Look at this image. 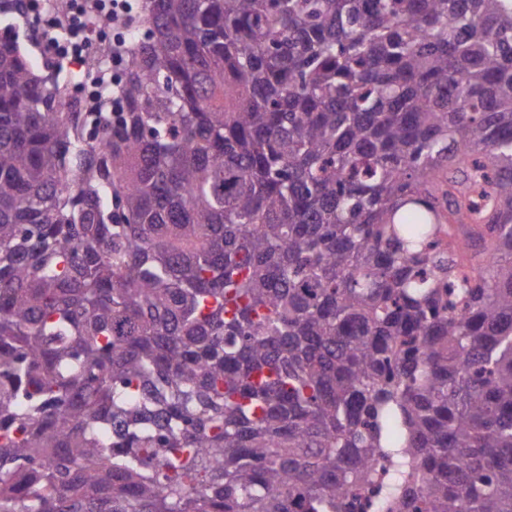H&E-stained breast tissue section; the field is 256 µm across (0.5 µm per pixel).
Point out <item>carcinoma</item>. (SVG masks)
I'll list each match as a JSON object with an SVG mask.
<instances>
[{
	"instance_id": "cac0c4a2",
	"label": "carcinoma",
	"mask_w": 512,
	"mask_h": 512,
	"mask_svg": "<svg viewBox=\"0 0 512 512\" xmlns=\"http://www.w3.org/2000/svg\"><path fill=\"white\" fill-rule=\"evenodd\" d=\"M0 0V512H512V0H141L90 111Z\"/></svg>"
}]
</instances>
